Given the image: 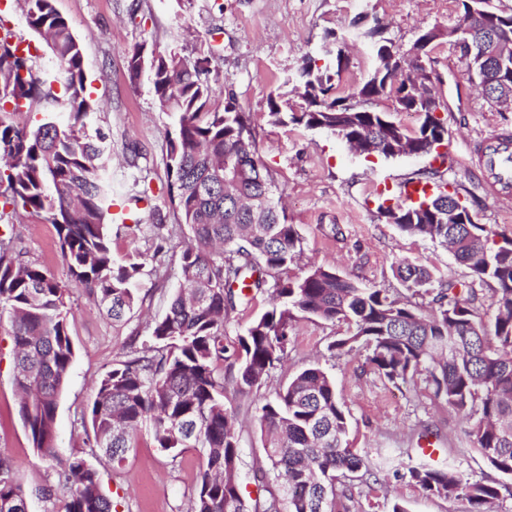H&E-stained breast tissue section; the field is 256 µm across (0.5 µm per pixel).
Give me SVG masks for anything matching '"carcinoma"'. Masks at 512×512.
Returning a JSON list of instances; mask_svg holds the SVG:
<instances>
[{
  "instance_id": "carcinoma-1",
  "label": "carcinoma",
  "mask_w": 512,
  "mask_h": 512,
  "mask_svg": "<svg viewBox=\"0 0 512 512\" xmlns=\"http://www.w3.org/2000/svg\"><path fill=\"white\" fill-rule=\"evenodd\" d=\"M28 25L43 36L64 77L69 112L60 124L48 114L31 128L0 113V161L7 171L4 204L41 216L55 226L70 279L79 283L114 321L122 320L138 300L140 276L154 254L135 250L121 262L112 257L106 223L110 187L102 171L105 158L100 131L86 119L90 103L81 47L53 0H24ZM464 10L454 44L464 63L469 45L491 37L490 30L468 31ZM385 29L369 26L375 54L395 50ZM326 63L303 62L283 80L268 101L275 125L325 129L349 142L381 140L394 121L369 102L391 91L393 75L374 68L369 78L343 96L336 76L345 39L329 30L323 37ZM130 80L148 72L160 107L179 115L168 140V177L181 230L187 241L180 255L181 280L170 295L165 315L156 320L150 341L130 351L96 384L87 414L91 434L86 445L112 465H121L134 447V435L148 423L156 447L169 454L194 444L204 450L203 469L190 512H335L339 472L365 467L349 448V420L333 379L309 366L288 380L272 400L256 407V420L268 439L264 450L280 491L247 506L238 481L241 457L235 412L224 402L225 384L241 395L259 388L286 354L298 315L343 321L353 332L331 342V350H370L368 360L387 379H406L424 368L435 396L470 421L468 435L488 464L512 475V249L491 247L480 224L448 223L447 182L432 175L429 209L394 195L378 197L382 216L396 210L410 235L439 241L453 249L472 276L493 284L495 311L475 306L466 283L442 289L429 315L365 288L334 268L315 266L289 277L300 240L279 205L273 179L255 157L250 115L233 101L211 106L210 57L190 61L176 52L148 53L138 44L127 54ZM42 91L28 57L8 38L0 39V104L32 108ZM421 127L446 132L436 93L429 92ZM242 164L234 180L226 167ZM402 285L414 294L429 292L431 274L405 260L396 265ZM270 287L278 304L256 318L242 336L229 341L224 322L252 290ZM68 286L38 263L0 253V321L8 319L14 343V383L19 415L38 456L53 469L52 497L66 493L61 512H112L97 471L79 454L62 459L56 446L60 395L75 356L70 334ZM425 492L466 499L470 512H494L500 496L495 484L474 480L455 468H408ZM0 512H27L12 461L0 456Z\"/></svg>"
}]
</instances>
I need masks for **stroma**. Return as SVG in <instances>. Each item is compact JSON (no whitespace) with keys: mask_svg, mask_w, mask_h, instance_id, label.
I'll use <instances>...</instances> for the list:
<instances>
[{"mask_svg":"<svg viewBox=\"0 0 512 512\" xmlns=\"http://www.w3.org/2000/svg\"><path fill=\"white\" fill-rule=\"evenodd\" d=\"M81 45L89 122L106 136L112 162L105 178L112 202L124 219H140L130 232L124 219L111 229L112 255L123 259L134 250H153L156 230L148 213L158 210L166 224L178 216L169 191L168 140L176 130L174 113L160 109L148 80L131 82L125 58L138 44L157 53L171 51L193 60L210 56L220 75L212 98L214 108L227 100L251 116L256 155L272 174L282 195L288 221L294 224L301 250L289 269L299 276L313 266L335 268L345 277L393 296L406 290L393 267L406 260L431 271L434 284L463 282L477 291L476 304L489 310L493 291L459 265L451 251L387 223L377 212L379 192L398 194L407 182L436 171L465 201L490 240L512 238V201L495 200L482 180V141L512 135V112L487 102L447 40L430 49L434 86L440 96L448 136L443 156L373 159L352 152L335 134L297 125L278 126L267 117V103L285 77L305 59H321L322 36L335 30L346 40L348 66L336 86L344 93L361 83L374 66L372 45L355 24L364 14L381 18L388 35L401 48L412 45L418 29L448 27L460 11L459 0H54ZM12 42L30 46L28 64L42 89L51 93L34 110L15 115L33 125L44 113L67 110L64 78L45 41L26 22L23 0L0 8V28ZM147 199L135 203L134 198ZM0 241L34 260L58 278H65L60 241L52 224L23 210L0 218ZM183 235H171L160 262H148L136 308L126 321L115 323L102 314L78 285H71L70 319L75 357L56 418L60 457L84 451L86 431L81 417L95 398V383L121 353L139 348L153 320L167 308L168 292L178 284ZM342 322L299 316L281 367L248 395L226 388L224 401L237 413L242 447L239 480L245 500L264 498L275 483L259 427L256 406L274 398L281 385L298 371L318 365L336 383L349 416V444L366 463L365 470L339 477L336 512H390L401 503L406 512H469L462 498L426 493L408 475L421 463L433 468L454 466L477 480L497 483L496 512H512V477L494 470L466 434L465 416L434 396L425 373L405 382L380 377L364 348L331 352L330 343L347 335ZM12 340L0 327V455L15 465L18 484L29 512H59L60 497L43 498L52 485L48 463L35 452L18 413L13 383ZM204 451L186 448L171 456L156 448L149 426H142L135 448L120 467L99 457L89 464L101 478L116 512H187Z\"/></svg>","mask_w":512,"mask_h":512,"instance_id":"1","label":"stroma"}]
</instances>
